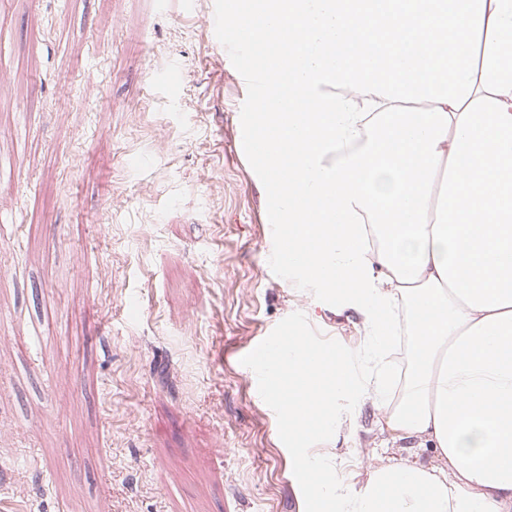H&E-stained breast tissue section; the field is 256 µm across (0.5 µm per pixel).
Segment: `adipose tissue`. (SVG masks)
<instances>
[{"label": "adipose tissue", "instance_id": "ef3b65f1", "mask_svg": "<svg viewBox=\"0 0 512 512\" xmlns=\"http://www.w3.org/2000/svg\"><path fill=\"white\" fill-rule=\"evenodd\" d=\"M224 30L272 57L238 70L272 260L363 318L254 362L297 468L336 512H512V0H236ZM367 404L396 452L355 489L307 449Z\"/></svg>", "mask_w": 512, "mask_h": 512}]
</instances>
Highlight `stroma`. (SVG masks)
<instances>
[{"label":"stroma","mask_w":512,"mask_h":512,"mask_svg":"<svg viewBox=\"0 0 512 512\" xmlns=\"http://www.w3.org/2000/svg\"><path fill=\"white\" fill-rule=\"evenodd\" d=\"M223 15L0 0V512H326L243 358L295 323L353 349L361 317L281 284Z\"/></svg>","instance_id":"1"}]
</instances>
